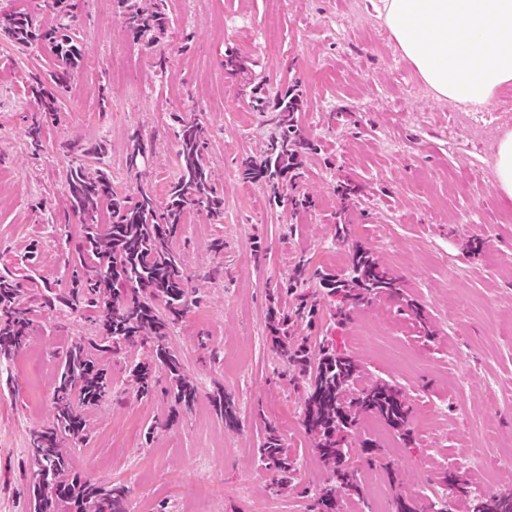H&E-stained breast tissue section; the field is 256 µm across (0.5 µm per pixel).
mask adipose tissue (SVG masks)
<instances>
[{
	"instance_id": "1",
	"label": "adipose tissue",
	"mask_w": 512,
	"mask_h": 512,
	"mask_svg": "<svg viewBox=\"0 0 512 512\" xmlns=\"http://www.w3.org/2000/svg\"><path fill=\"white\" fill-rule=\"evenodd\" d=\"M371 3L436 99L477 109L512 84V0Z\"/></svg>"
}]
</instances>
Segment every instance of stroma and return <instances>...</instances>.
<instances>
[{"mask_svg": "<svg viewBox=\"0 0 512 512\" xmlns=\"http://www.w3.org/2000/svg\"><path fill=\"white\" fill-rule=\"evenodd\" d=\"M66 2L80 19L85 60L61 112L43 124L40 152L27 146L34 101L21 84L35 61L0 39V271L23 288L35 273L54 291L67 288L64 241L81 232L64 193L71 159L61 145L71 139L90 150L105 144L101 166L117 192L145 186L162 197L178 165L174 120L195 118L224 197L223 219L191 212L172 242L200 294L169 340L198 388L195 404L169 420L164 384L145 398L125 396L124 360L104 358L115 397L87 411L93 439L68 448L72 470L127 484L130 512H313L312 494L332 470L312 450L304 383L272 352L267 314L276 300L293 306L278 290L295 260L308 263L305 291L322 294L317 272L346 275L359 246L397 279L399 296L374 298L342 325L323 298L315 324L294 334L313 345L329 338L361 362L365 383L395 384L411 417L404 436L363 420L350 449L360 493L338 492L336 512H377L385 491L417 512H431L442 495L449 512H466L469 495L512 493V470L485 486L459 464L486 448V427L512 439V202L493 175L497 141L512 130V86L478 112L437 100L369 0H164L173 30L162 78L145 47L123 35L114 0ZM233 52L243 68L225 67ZM115 55L126 61L118 81ZM291 90L307 146L301 178L275 198L239 167L261 159L277 132L254 95L272 103ZM137 132L149 140L148 162L133 174L127 154ZM340 224L350 230L343 239ZM32 244L36 261H23ZM92 331L91 312L44 306L33 345L0 361V512H26L29 433L50 422L59 352ZM219 392L234 399L237 428L214 410ZM270 427L298 462L297 484L285 492L258 461ZM366 438L379 445L371 463ZM449 469L459 476L454 494Z\"/></svg>", "mask_w": 512, "mask_h": 512, "instance_id": "stroma-1", "label": "stroma"}]
</instances>
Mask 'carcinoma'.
<instances>
[{"instance_id":"1","label":"carcinoma","mask_w":512,"mask_h":512,"mask_svg":"<svg viewBox=\"0 0 512 512\" xmlns=\"http://www.w3.org/2000/svg\"><path fill=\"white\" fill-rule=\"evenodd\" d=\"M124 32L137 43L156 51L153 69L166 75L169 57L160 44L169 31L162 0L149 7L141 0H118ZM37 9L55 18L48 25H37L24 11L0 17V38H5L24 55L49 49V67L24 76L28 90L36 95L37 113L27 127L33 151L42 147V119L61 111L62 96L71 76L84 60L79 20L69 13L64 0H37ZM294 101L278 98V134L266 145L265 158L243 161V176L268 182L282 177L295 152L302 148L300 133L292 124ZM174 136L178 146V170L165 198L140 187L133 194L119 195L111 177L102 169L83 162L89 154L78 139L61 145L62 151L77 160L67 173L65 190L72 212L82 221V235L68 252L73 266L82 274L71 282L59 303L73 312L96 311L95 334L72 342L60 357L52 398V425L34 431L29 439L28 479L30 508L33 512H127L130 488L123 483L93 482L70 472L63 445L84 444L89 434L84 410L112 397V381L97 361L96 353L125 356L140 346L148 358L126 364L128 383L138 397L151 395L158 374H165L175 406L188 408L197 399V387L184 374L168 338L175 325L196 302V289L190 285L181 256L171 248L182 232L185 216L196 210L219 216L224 198L206 159V129L198 122L179 116ZM327 296L339 297L336 317L343 324L351 312L382 292L395 294L396 280L389 277L370 256L357 253L350 273L339 278L321 274ZM300 274L288 279L285 294H297L291 310L274 308L268 330L275 354L305 378L302 402L303 425L313 439L314 453L333 468L332 481L315 493L317 512H334L336 491L359 485L358 468L346 463L342 448L355 432L361 415L369 414L394 432L404 430L410 406L398 389L386 383L359 388L360 364L334 344L322 342L312 348L305 340L288 335L290 325L315 323L317 301L311 294L298 292ZM23 290L8 273L0 272V359H14L30 342L33 302L37 293ZM213 407L224 417L225 425L238 423V409L231 398L219 395ZM261 464L274 475V485H293L297 461L272 431L259 449ZM469 512H512V494L473 495Z\"/></svg>"}]
</instances>
